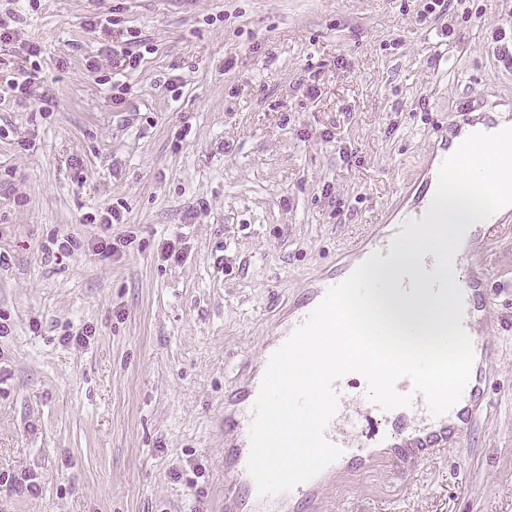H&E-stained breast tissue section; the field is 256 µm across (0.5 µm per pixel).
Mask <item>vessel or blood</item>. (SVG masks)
Instances as JSON below:
<instances>
[{
  "label": "vessel or blood",
  "mask_w": 512,
  "mask_h": 512,
  "mask_svg": "<svg viewBox=\"0 0 512 512\" xmlns=\"http://www.w3.org/2000/svg\"><path fill=\"white\" fill-rule=\"evenodd\" d=\"M471 101H464L459 106L458 119L454 130L437 126V139L432 154L433 167H440L443 160L455 150L454 141L459 138L466 127L479 123L490 124L489 113L472 115ZM431 182H424L420 187L412 206L398 211L394 223L385 225L382 233L370 236L362 249V256L380 254L388 258L392 238L401 233V221L406 218H422L430 201ZM437 258L432 253H425L420 264L411 270H395L391 281L392 287L398 288L405 297L413 299L422 295H437L442 290V282L434 274ZM353 271L352 264L340 265L337 272L321 275L315 279L307 292L289 309L282 311L272 328L271 348H279L307 316L322 301L327 291L340 283ZM489 274L483 265H475L468 275L462 277L459 286L464 296V328L471 329L478 322L487 320L490 313L491 298L488 288ZM476 351L471 378L464 390L461 409H450L446 414L435 417L428 410L423 397H416L412 406L400 407L389 411L372 407L374 417L383 421L384 427L374 436L364 435L359 429L361 414L358 410V398L352 392L345 379H338L334 388L339 395L338 409L325 430L326 439L339 446L341 457L324 470L325 475H333L346 464L366 465L373 459L378 448L390 449L391 464L403 468L407 459L425 462L434 455L446 452L448 448L461 446L466 436L474 429L485 408V386L488 372L485 361L493 349L490 337L479 335L474 339ZM262 376L252 373L236 383L230 395L224 401V428L231 432L232 462L225 472V480L230 494L236 500L257 497L254 480L248 471L250 453L249 429L253 420L252 407L258 396ZM317 485L316 480H309L297 486L289 495H276L265 498L266 512H281L284 499L299 502L310 501Z\"/></svg>",
  "instance_id": "vessel-or-blood-1"
}]
</instances>
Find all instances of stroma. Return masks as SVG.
<instances>
[{
	"label": "stroma",
	"instance_id": "1",
	"mask_svg": "<svg viewBox=\"0 0 512 512\" xmlns=\"http://www.w3.org/2000/svg\"><path fill=\"white\" fill-rule=\"evenodd\" d=\"M0 512H225L224 397L301 298L416 176L436 119L512 100L494 33L512 0H0ZM114 13L148 52L115 101ZM50 111H42V102ZM112 207L122 223H83ZM179 234L186 256L163 261ZM82 248L56 254L57 239ZM488 406L457 450L387 453L317 486L310 512H512V214L491 225ZM103 239L124 240L110 258ZM92 327L88 343L69 333ZM40 72V64L36 60L30 62V68L22 67L15 73L6 77V86L14 93L15 101L27 98L30 95L31 88L38 81Z\"/></svg>",
	"mask_w": 512,
	"mask_h": 512
}]
</instances>
